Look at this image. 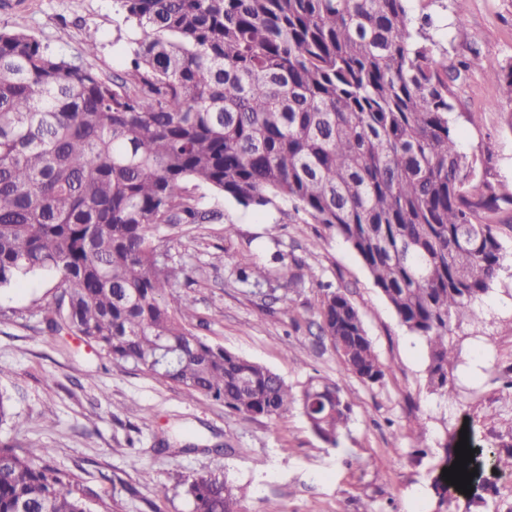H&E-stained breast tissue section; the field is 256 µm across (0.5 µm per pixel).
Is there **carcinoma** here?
<instances>
[{
    "label": "carcinoma",
    "mask_w": 512,
    "mask_h": 512,
    "mask_svg": "<svg viewBox=\"0 0 512 512\" xmlns=\"http://www.w3.org/2000/svg\"><path fill=\"white\" fill-rule=\"evenodd\" d=\"M409 0H120L138 30L121 71L75 64L34 36L0 30V290L39 273L59 293L41 309L111 360L143 368L244 417L297 405L332 447L351 406L340 383L293 389L270 368L196 334L194 305L154 243L162 224H203L207 186L245 207L280 197L341 238L411 334L426 382L454 390L452 325L503 268L494 225L512 192L473 184L458 143L448 69ZM491 78L512 101V66ZM272 270L237 268L242 286ZM321 335L346 372L381 384L384 365L358 309L322 287ZM175 353L157 367L162 349ZM12 421L0 392V425ZM51 449L0 439V512H90ZM191 512H241L206 474L184 487Z\"/></svg>",
    "instance_id": "carcinoma-1"
}]
</instances>
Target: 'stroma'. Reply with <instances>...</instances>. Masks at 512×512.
<instances>
[{"label": "stroma", "mask_w": 512, "mask_h": 512, "mask_svg": "<svg viewBox=\"0 0 512 512\" xmlns=\"http://www.w3.org/2000/svg\"><path fill=\"white\" fill-rule=\"evenodd\" d=\"M413 19L429 16L437 58L448 66L456 135L482 160L492 183L512 186V102L489 73L512 64V0H410ZM463 25L466 41L454 36ZM0 28L17 29L81 61L96 33L91 64L120 70L134 30L119 0H0ZM479 117L469 123L468 113ZM206 224L161 225L157 238L184 274L175 300L193 301L195 333L260 362L289 385L344 381L351 419L337 447L309 428L298 409L276 419L245 418L223 403L191 397L149 372L110 361L82 337L40 331V307L57 290L51 275L0 291V390L24 423L22 441L52 450V465L87 493L91 512H190L185 480L207 472L234 484L242 512H435L432 482L444 446L467 430L477 474L453 512H512V472L491 454L512 448V226L496 232L504 269L478 306L476 323L452 337L457 391L429 393L425 344L402 327L362 263L338 237L291 202L245 207L199 188ZM236 232L225 237V225ZM257 262L298 275L290 288H244L236 268ZM346 291L359 309L384 384L347 375L315 315L320 284ZM150 471L151 482L141 474Z\"/></svg>", "instance_id": "obj_1"}]
</instances>
